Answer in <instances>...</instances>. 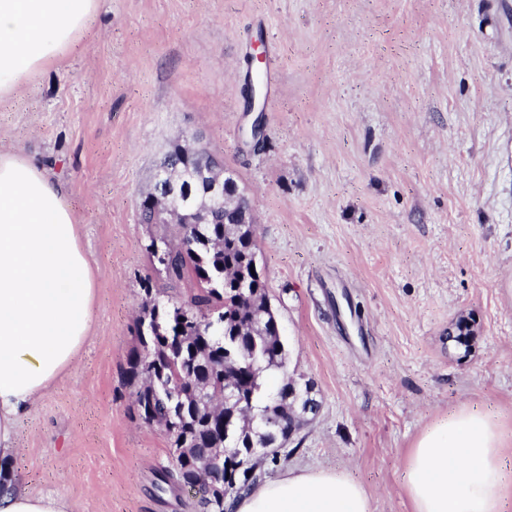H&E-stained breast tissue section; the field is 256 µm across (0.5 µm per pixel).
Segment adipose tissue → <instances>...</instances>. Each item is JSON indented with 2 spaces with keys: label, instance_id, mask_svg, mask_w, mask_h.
I'll list each match as a JSON object with an SVG mask.
<instances>
[{
  "label": "adipose tissue",
  "instance_id": "obj_1",
  "mask_svg": "<svg viewBox=\"0 0 512 512\" xmlns=\"http://www.w3.org/2000/svg\"><path fill=\"white\" fill-rule=\"evenodd\" d=\"M99 0H0V101L73 52ZM79 219L37 164L0 152V461L17 423L73 366L91 327L96 282ZM512 442L493 408L462 406L429 423L402 471L412 512H512ZM228 512H372L344 473L290 470L230 500ZM0 512H69L52 492L0 475Z\"/></svg>",
  "mask_w": 512,
  "mask_h": 512
}]
</instances>
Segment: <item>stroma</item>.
I'll list each match as a JSON object with an SVG mask.
<instances>
[{
    "label": "stroma",
    "instance_id": "35a3bbf8",
    "mask_svg": "<svg viewBox=\"0 0 512 512\" xmlns=\"http://www.w3.org/2000/svg\"><path fill=\"white\" fill-rule=\"evenodd\" d=\"M257 47L276 73L259 114ZM192 134L247 194L288 375L320 402L262 480L344 471L373 512H411L401 472L434 417L490 405L512 427V0H99L77 49L0 104V152L64 185L97 283L13 462L70 512H202L155 488L169 439L124 378L141 282L168 288L145 250L166 228L139 205Z\"/></svg>",
    "mask_w": 512,
    "mask_h": 512
}]
</instances>
